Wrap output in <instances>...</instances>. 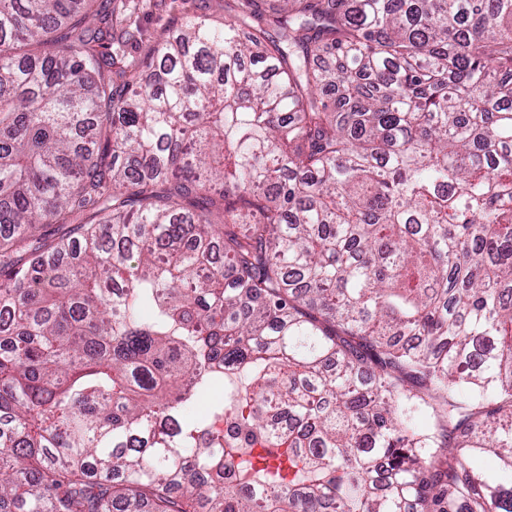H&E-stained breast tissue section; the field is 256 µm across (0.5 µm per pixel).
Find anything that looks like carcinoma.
Masks as SVG:
<instances>
[{
    "instance_id": "1",
    "label": "carcinoma",
    "mask_w": 512,
    "mask_h": 512,
    "mask_svg": "<svg viewBox=\"0 0 512 512\" xmlns=\"http://www.w3.org/2000/svg\"><path fill=\"white\" fill-rule=\"evenodd\" d=\"M89 2L0 0V512H512V0ZM126 11L123 13L131 17L133 26L141 30V42L136 48H128L130 58H141L154 44L161 28L167 25L170 18L179 17L184 7L180 0L170 5V0H126ZM123 8V9H125Z\"/></svg>"
}]
</instances>
